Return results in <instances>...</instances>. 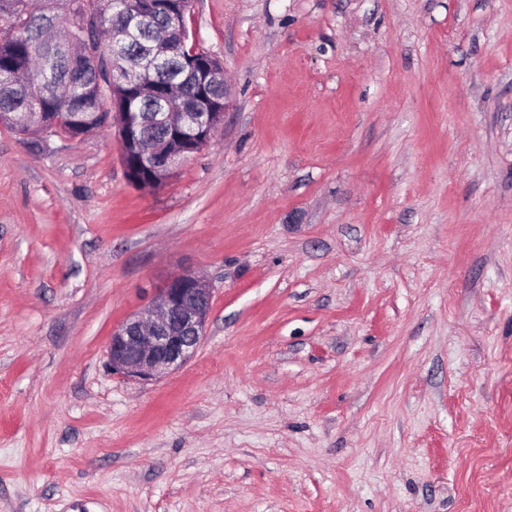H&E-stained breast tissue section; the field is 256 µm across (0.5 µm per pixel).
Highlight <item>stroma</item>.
I'll return each instance as SVG.
<instances>
[{
  "mask_svg": "<svg viewBox=\"0 0 512 512\" xmlns=\"http://www.w3.org/2000/svg\"><path fill=\"white\" fill-rule=\"evenodd\" d=\"M230 87L157 188L0 125V512H512V0H193ZM190 270L201 346L113 328ZM212 305V288L192 271L164 280L144 313L112 330V371L134 380H156L186 365L198 352Z\"/></svg>",
  "mask_w": 512,
  "mask_h": 512,
  "instance_id": "obj_1",
  "label": "stroma"
}]
</instances>
